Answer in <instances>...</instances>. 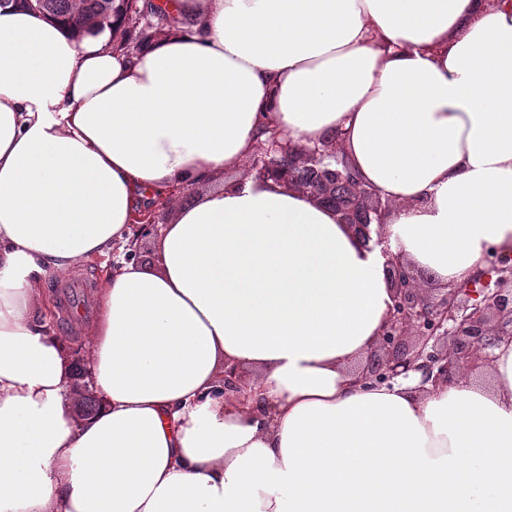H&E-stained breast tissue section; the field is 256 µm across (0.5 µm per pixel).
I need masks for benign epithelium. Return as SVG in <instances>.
<instances>
[{
    "label": "benign epithelium",
    "instance_id": "7a95c632",
    "mask_svg": "<svg viewBox=\"0 0 512 512\" xmlns=\"http://www.w3.org/2000/svg\"><path fill=\"white\" fill-rule=\"evenodd\" d=\"M338 143H323L300 149L291 140L272 132L254 155L260 176L274 163L291 159L300 152L310 158L332 157ZM387 275L393 288V305L374 347L362 369L364 380L389 384L398 377L419 372L422 382L438 384L470 371L489 366L494 349L512 343V260L495 257L497 278L479 276L460 285L429 295L416 286L413 271L402 259L383 249ZM416 337L408 345L405 338ZM217 393L242 402L254 390L236 364H224V378Z\"/></svg>",
    "mask_w": 512,
    "mask_h": 512
}]
</instances>
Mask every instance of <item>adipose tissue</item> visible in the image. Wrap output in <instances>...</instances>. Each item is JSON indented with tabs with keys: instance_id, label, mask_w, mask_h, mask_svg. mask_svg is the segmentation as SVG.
<instances>
[{
	"instance_id": "1",
	"label": "adipose tissue",
	"mask_w": 512,
	"mask_h": 512,
	"mask_svg": "<svg viewBox=\"0 0 512 512\" xmlns=\"http://www.w3.org/2000/svg\"><path fill=\"white\" fill-rule=\"evenodd\" d=\"M127 54L0 11V512H512V345L487 379L362 382L393 304L512 255V0H168ZM274 127L337 141L392 208L363 245L245 174ZM227 175L106 275L78 416L40 284L143 198ZM233 362L265 406L213 396Z\"/></svg>"
}]
</instances>
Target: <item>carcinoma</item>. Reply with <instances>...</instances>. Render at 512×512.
Instances as JSON below:
<instances>
[{
  "label": "carcinoma",
  "mask_w": 512,
  "mask_h": 512,
  "mask_svg": "<svg viewBox=\"0 0 512 512\" xmlns=\"http://www.w3.org/2000/svg\"><path fill=\"white\" fill-rule=\"evenodd\" d=\"M20 5L29 6L42 13L59 18L80 31L90 27L112 24V17L124 12V23L133 25L124 35L140 47L151 39L164 34L173 24V18L159 7L150 8L151 25L139 22L138 0H127L118 8L115 0H18ZM294 180L301 184H316L327 188L326 202L346 224H373L374 215L362 209L358 203L359 192L370 188L356 179L349 178L348 164L339 159H331L325 164H317L303 157L294 171Z\"/></svg>",
  "instance_id": "1"
}]
</instances>
